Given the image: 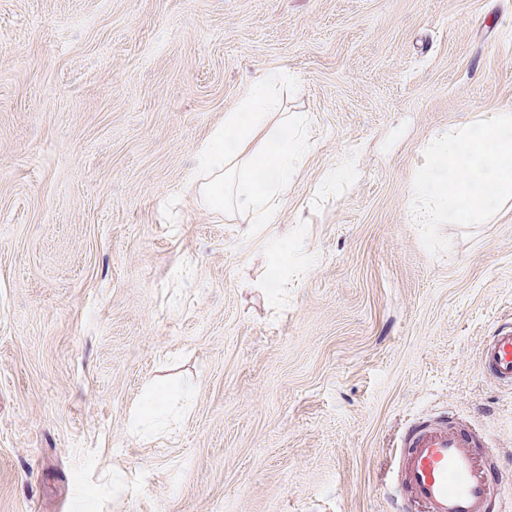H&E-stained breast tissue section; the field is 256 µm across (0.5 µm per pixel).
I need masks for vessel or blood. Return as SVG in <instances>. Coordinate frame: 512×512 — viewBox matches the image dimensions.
<instances>
[{
	"mask_svg": "<svg viewBox=\"0 0 512 512\" xmlns=\"http://www.w3.org/2000/svg\"><path fill=\"white\" fill-rule=\"evenodd\" d=\"M481 374L499 388L512 389V325H498L480 352ZM486 440L453 415L418 422L405 433L399 481L408 489L392 499L394 512L419 505L424 512H512L506 501L492 503L491 486L504 475L480 450Z\"/></svg>",
	"mask_w": 512,
	"mask_h": 512,
	"instance_id": "obj_1",
	"label": "vessel or blood"
}]
</instances>
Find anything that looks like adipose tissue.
Masks as SVG:
<instances>
[{
	"mask_svg": "<svg viewBox=\"0 0 512 512\" xmlns=\"http://www.w3.org/2000/svg\"><path fill=\"white\" fill-rule=\"evenodd\" d=\"M280 72H267L242 98L240 109L224 115L204 150L207 164L194 185L212 209L245 214L256 224L272 223L274 203L288 187V173L305 151L301 124L270 123ZM235 141L236 154L224 151ZM415 185L419 197L440 203L432 223L474 224L512 201V113L493 112L454 135L436 139L421 155Z\"/></svg>",
	"mask_w": 512,
	"mask_h": 512,
	"instance_id": "adipose-tissue-1",
	"label": "adipose tissue"
}]
</instances>
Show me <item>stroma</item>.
<instances>
[{"instance_id":"stroma-1","label":"stroma","mask_w":512,"mask_h":512,"mask_svg":"<svg viewBox=\"0 0 512 512\" xmlns=\"http://www.w3.org/2000/svg\"><path fill=\"white\" fill-rule=\"evenodd\" d=\"M273 69L309 149L252 224L191 181ZM504 111L512 0H0V512H390L445 411L512 470L478 367L512 204L414 197L438 134Z\"/></svg>"}]
</instances>
